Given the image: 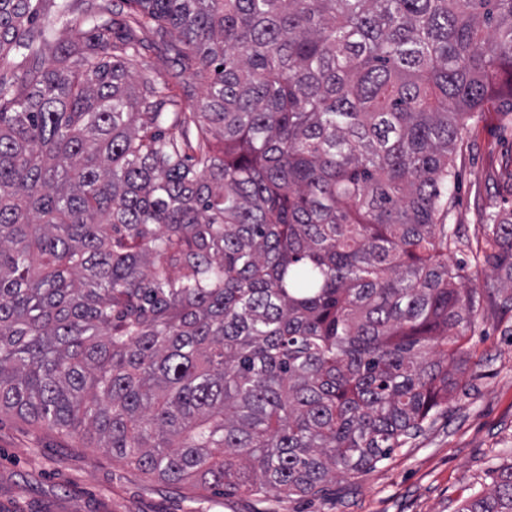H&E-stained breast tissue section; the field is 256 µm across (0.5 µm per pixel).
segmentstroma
Wrapping results in <instances>:
<instances>
[{"mask_svg": "<svg viewBox=\"0 0 512 512\" xmlns=\"http://www.w3.org/2000/svg\"><path fill=\"white\" fill-rule=\"evenodd\" d=\"M500 99L471 120L459 148L446 219L463 244L451 262L473 266L488 206L512 209V114ZM458 391L422 433L370 471L331 479L303 500L169 485L113 458L96 440L68 438L0 415V512H457L512 462V312L486 309L467 333Z\"/></svg>", "mask_w": 512, "mask_h": 512, "instance_id": "obj_1", "label": "stroma"}]
</instances>
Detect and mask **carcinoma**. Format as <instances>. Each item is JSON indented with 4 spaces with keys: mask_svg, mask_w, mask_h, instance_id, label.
Segmentation results:
<instances>
[{
    "mask_svg": "<svg viewBox=\"0 0 512 512\" xmlns=\"http://www.w3.org/2000/svg\"><path fill=\"white\" fill-rule=\"evenodd\" d=\"M123 2L0 0V414L315 496L416 437L512 311V211L490 274L444 224L469 121L512 99V0ZM492 473L458 512H512ZM143 64L147 74L157 81L167 79L173 66L174 55L164 46L150 48L143 53Z\"/></svg>",
    "mask_w": 512,
    "mask_h": 512,
    "instance_id": "carcinoma-1",
    "label": "carcinoma"
}]
</instances>
